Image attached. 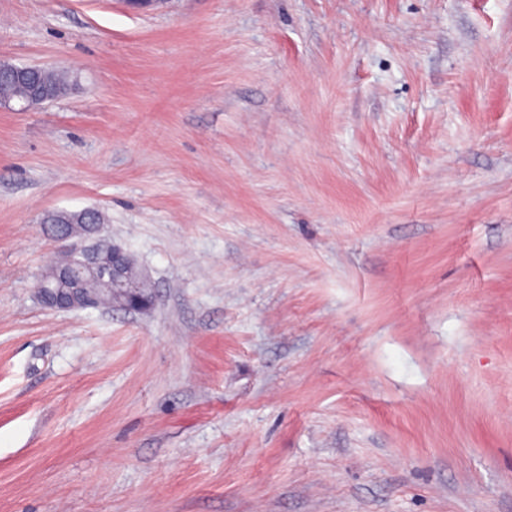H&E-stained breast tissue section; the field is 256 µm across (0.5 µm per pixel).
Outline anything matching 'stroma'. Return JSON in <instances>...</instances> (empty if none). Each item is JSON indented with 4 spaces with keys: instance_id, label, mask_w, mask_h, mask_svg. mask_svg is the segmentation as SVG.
<instances>
[{
    "instance_id": "stroma-1",
    "label": "stroma",
    "mask_w": 512,
    "mask_h": 512,
    "mask_svg": "<svg viewBox=\"0 0 512 512\" xmlns=\"http://www.w3.org/2000/svg\"><path fill=\"white\" fill-rule=\"evenodd\" d=\"M0 512H512V0H0ZM94 208L152 307L45 308ZM11 69L21 78L31 84L34 95L30 96L27 101H21L30 95V88L27 85L17 82L6 71L0 73V103H10L11 101H21L23 108H32L39 106L47 101L54 100L51 95L63 94L68 87V76L63 71H51L40 76L42 86L48 93L38 84V71H45L35 66L18 67L11 66ZM36 97V98H35Z\"/></svg>"
}]
</instances>
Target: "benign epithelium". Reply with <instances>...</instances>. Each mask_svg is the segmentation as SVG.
<instances>
[{
	"label": "benign epithelium",
	"instance_id": "obj_1",
	"mask_svg": "<svg viewBox=\"0 0 512 512\" xmlns=\"http://www.w3.org/2000/svg\"><path fill=\"white\" fill-rule=\"evenodd\" d=\"M12 70L31 84L34 96L23 102L32 108L53 100L37 82L40 68L12 67ZM96 211L86 209L79 213H62L55 220V237L61 251L71 255L73 261L62 264L53 260L36 282L35 290L42 303L51 309L97 308L96 295L86 288V280L93 278L116 294L119 306L131 311H143L152 304V297L142 296L137 288L124 279L126 269L134 264L132 255L122 246L108 243L100 247L102 224L93 220Z\"/></svg>",
	"mask_w": 512,
	"mask_h": 512
}]
</instances>
